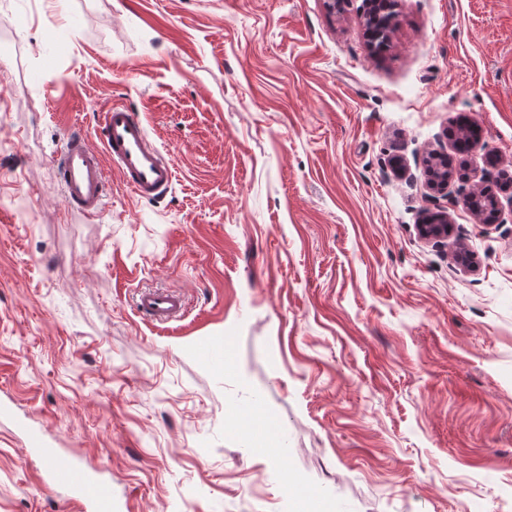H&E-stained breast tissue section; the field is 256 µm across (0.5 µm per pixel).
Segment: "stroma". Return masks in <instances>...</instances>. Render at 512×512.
<instances>
[{
    "mask_svg": "<svg viewBox=\"0 0 512 512\" xmlns=\"http://www.w3.org/2000/svg\"><path fill=\"white\" fill-rule=\"evenodd\" d=\"M0 85V512H80L27 427L116 512H502L512 202L467 197L512 174V0H398L381 54L334 0H0ZM115 102L176 178L147 201L111 173L87 220L58 163ZM442 210L475 269L421 238ZM141 287L190 309L142 321Z\"/></svg>",
    "mask_w": 512,
    "mask_h": 512,
    "instance_id": "35a3bbf8",
    "label": "stroma"
}]
</instances>
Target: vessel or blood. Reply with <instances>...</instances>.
<instances>
[{
	"mask_svg": "<svg viewBox=\"0 0 512 512\" xmlns=\"http://www.w3.org/2000/svg\"><path fill=\"white\" fill-rule=\"evenodd\" d=\"M112 169L141 199L166 195L175 177L171 159L150 138L140 114L119 103L102 112L94 141L67 138L60 181L71 210L100 216ZM184 309L183 295L167 288L140 290L136 300L138 316L160 324L175 320ZM26 440L50 469L55 484L81 503L84 512H114L111 480L89 475L77 463L62 460L59 449L45 445L37 432H27Z\"/></svg>",
	"mask_w": 512,
	"mask_h": 512,
	"instance_id": "b4317fda",
	"label": "vessel or blood"
}]
</instances>
